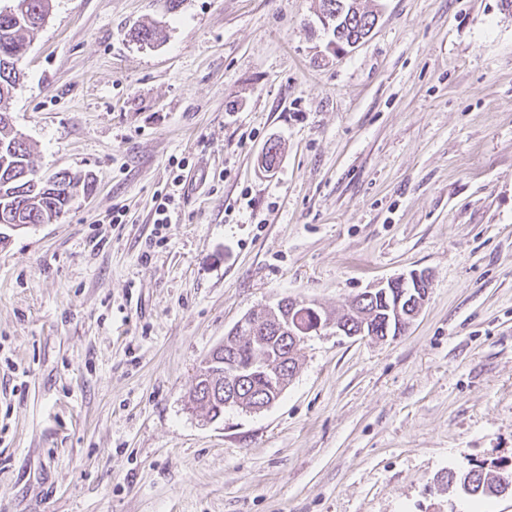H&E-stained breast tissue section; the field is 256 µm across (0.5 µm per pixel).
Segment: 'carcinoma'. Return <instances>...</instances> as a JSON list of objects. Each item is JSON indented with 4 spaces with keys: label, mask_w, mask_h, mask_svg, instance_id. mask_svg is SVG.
<instances>
[{
    "label": "carcinoma",
    "mask_w": 512,
    "mask_h": 512,
    "mask_svg": "<svg viewBox=\"0 0 512 512\" xmlns=\"http://www.w3.org/2000/svg\"><path fill=\"white\" fill-rule=\"evenodd\" d=\"M51 0H12V4L0 7V217L6 210L24 207L26 214L22 220L35 226L49 224L69 206L72 199L79 195H89L94 190V180L86 175H64L54 173L37 189L32 190L26 170L33 168L31 150L23 136L14 128L11 116L12 94L23 76L22 62L26 56L31 36L49 13ZM320 10H328L336 17L331 30L333 40L342 47L347 46L352 36L368 33L366 26L375 20L376 15L360 7L359 0H320ZM134 38L144 44L153 45L164 38L163 31L153 25H141L134 29ZM64 183L69 190L56 187ZM405 288H388L367 295L363 291L352 300L353 312L345 315V320L353 321L359 315L367 320L366 329L373 335L383 338L395 336L399 328L393 311L397 301L407 304L411 297ZM313 304L298 307L292 317L298 334L313 327L311 314ZM284 332L278 324L271 322L264 333L266 349L272 352L282 351L293 345V341H284ZM258 349L248 344L225 349L224 369L231 370L235 364L248 369L244 385L247 391L268 398L278 391L260 366ZM190 402L212 419L224 418V394L209 392L208 386H195L190 393ZM448 483L455 484L471 497H499L512 495V484L502 485L497 476L483 469L473 468L467 472H448Z\"/></svg>",
    "instance_id": "1"
}]
</instances>
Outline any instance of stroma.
Here are the masks:
<instances>
[{"label": "stroma", "instance_id": "1", "mask_svg": "<svg viewBox=\"0 0 512 512\" xmlns=\"http://www.w3.org/2000/svg\"><path fill=\"white\" fill-rule=\"evenodd\" d=\"M360 4L337 56L319 0H52L13 123L95 187L0 244V512H512L446 482L512 468V9ZM413 270L402 336L321 331L270 408L190 407L246 313ZM179 191V189H173L157 196L154 204L153 230L151 233L152 238H149V247L153 241L157 244L165 240L163 231L166 230L168 224H171L172 222L171 213L174 212L178 205L177 202L181 198V193Z\"/></svg>", "mask_w": 512, "mask_h": 512}]
</instances>
